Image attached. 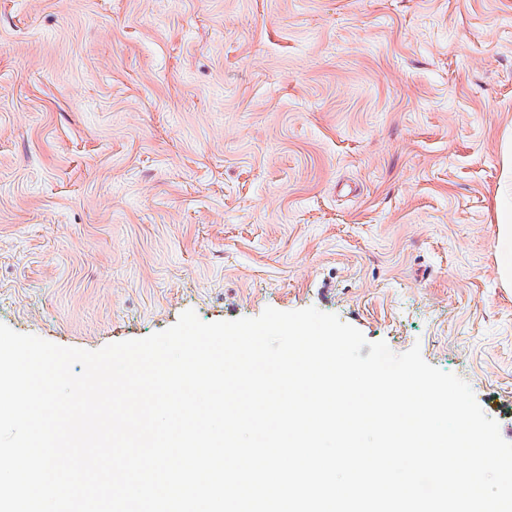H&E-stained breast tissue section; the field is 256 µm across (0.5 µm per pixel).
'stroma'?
Segmentation results:
<instances>
[{
  "label": "stroma",
  "mask_w": 512,
  "mask_h": 512,
  "mask_svg": "<svg viewBox=\"0 0 512 512\" xmlns=\"http://www.w3.org/2000/svg\"><path fill=\"white\" fill-rule=\"evenodd\" d=\"M512 0H0V323L332 313L512 442ZM509 177L499 189L496 204V222L499 224V242L503 250L500 264V273L506 283L512 279V183L510 178L511 152L510 146L506 148Z\"/></svg>",
  "instance_id": "obj_1"
}]
</instances>
